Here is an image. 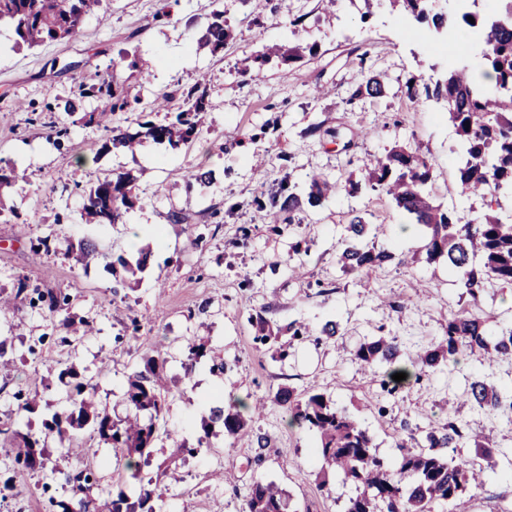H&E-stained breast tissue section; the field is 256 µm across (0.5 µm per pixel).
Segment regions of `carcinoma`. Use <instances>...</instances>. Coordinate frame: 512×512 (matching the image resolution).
<instances>
[{"label": "carcinoma", "instance_id": "carcinoma-1", "mask_svg": "<svg viewBox=\"0 0 512 512\" xmlns=\"http://www.w3.org/2000/svg\"><path fill=\"white\" fill-rule=\"evenodd\" d=\"M100 2L0 0V29L12 32L13 47L18 49L73 38L80 33L84 17L93 13ZM386 2L392 8L399 7L411 14L416 22L432 25L437 31L455 25L473 33L485 70L494 77L492 91L477 84L466 66L450 70L442 78L420 81L412 77L405 83V93L410 99L423 96L446 102L465 158L464 167L460 169L462 190L486 201L488 212L464 221L455 211L435 204L429 189L430 165L403 147H394L382 156L370 155L362 164L370 189L387 196L413 223L431 230L424 245L428 258L446 259L448 272L459 277L464 294L477 305L488 288H512V218L503 219L491 212L493 204L497 203L498 191L503 188L512 190V0H497L499 8L492 15L471 11L464 5L456 13L447 14L435 9L436 0ZM471 18L474 19L472 23L469 22ZM232 35V29L224 22V12L213 10L197 43L215 55L224 50ZM306 51L314 53L315 46L276 45L246 56L240 63L243 72L258 74L260 66L274 56L289 64L301 59ZM385 88L386 77L373 74L354 91V95L364 93L380 97ZM79 97L104 99L111 112L122 111L128 105L127 98L111 81L94 75L80 85ZM209 108L207 79L202 75L188 88L167 91L155 98L151 111L166 113V122L142 121L135 133L120 129L110 143L113 148L126 151L134 150L143 137L173 149L188 145L198 139L200 114ZM337 190L336 182L315 176L303 197L290 192L281 200L274 195L271 197L272 211L268 213L269 223H280L282 214L286 213V220L291 224L295 213L319 207ZM85 198L82 213L85 223L117 224L134 205L132 179L126 174L99 178ZM346 232L337 254V262L343 271L367 275L395 258L391 249L375 244L372 225L361 214L350 215ZM67 255L85 267L93 261L107 259L91 240L80 241L76 248L68 245ZM147 259L148 252L141 250L127 258L119 256L117 262L135 276L138 285L142 282L140 274L147 270ZM37 300L47 301L48 310L58 316L60 326L67 329L68 335L61 337L62 343L92 332L89 321H76L68 312L67 298L40 294ZM252 326L254 341L268 344L272 339L268 322L259 316ZM397 349L395 339L380 336L361 344L354 356L365 369L390 364L384 385L393 392L401 386L392 379L393 374L401 372L395 365ZM463 350L479 353L489 361L512 357V329L493 339L480 317L465 309L452 311L448 314L443 340L414 358L411 362L414 371L409 373V378L420 380L421 370L455 360ZM164 363L161 356H152L146 360L144 369L129 378L123 394L126 412L122 416H115L96 404V385L92 378L74 367L62 369L59 379L65 385L67 405L44 414L41 431H34L28 422L14 428H0V436H4V441L10 445L11 459L18 466L16 471L7 469L0 474V494L15 489L17 472L45 468L44 448L47 447L46 439L51 436L57 438L69 459L95 457L93 448L83 443L80 437L87 431L90 437L112 448L115 457L130 471L132 482H121L112 487L108 512H156L166 486L158 478L143 480L141 471L160 437L159 422L169 394ZM467 398L476 408L489 414L505 406L512 407V400L504 402V396L480 376L470 382ZM275 399L287 409L293 422L316 434L315 455L322 470L340 474L357 485L358 493L349 499L346 512H431L434 503H445L452 512H461L463 498L481 486L482 461L491 458L496 448L490 437L472 435L466 423L450 413L446 424L426 433L425 445H420L414 437L409 444L399 443L398 447L402 448L400 457L390 465L375 454L365 430L336 407L326 393L315 391L302 395L281 387L276 391ZM240 406L238 400L232 399L226 404L221 397H214L209 422L203 427L198 446L208 443L210 429L216 423L222 424L226 436L241 434L249 421L263 410L264 403L255 400L247 415ZM467 442L474 445V455L468 458L457 461L440 452L442 448L454 449ZM64 477L72 495L56 502L60 512H89L96 486L92 468L69 470ZM290 507L291 497L285 489L272 481L257 480L250 487L243 512H290Z\"/></svg>", "mask_w": 512, "mask_h": 512}]
</instances>
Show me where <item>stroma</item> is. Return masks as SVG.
Here are the masks:
<instances>
[{"label": "stroma", "mask_w": 512, "mask_h": 512, "mask_svg": "<svg viewBox=\"0 0 512 512\" xmlns=\"http://www.w3.org/2000/svg\"><path fill=\"white\" fill-rule=\"evenodd\" d=\"M215 8L223 10L234 38L214 56L196 41ZM364 10L363 0H336L331 17L322 0H267L261 10L253 0H102L74 39L16 50L12 33L0 32V167L28 174L0 191V287L11 292L25 281L31 290L68 297L70 313L97 329L61 343L57 318L45 305L32 304L31 290L0 312V340L14 358L0 370V427L26 419L40 425V413L18 411L14 396L35 392L42 402L56 403L63 390L58 372L69 365L95 377L100 405L124 414L128 375L158 352L171 380L164 421L173 437L158 442L153 461L175 473L166 482L161 512H242L259 479L288 491L298 512H345L355 486L333 475L327 487H319L316 437L291 426L274 400L281 387L327 393L389 461L399 456L400 440L423 438L456 414L498 446L468 512H512V410L489 417L465 401L476 375L512 389V358L488 367L479 354L467 353L391 393L382 373L364 372L353 356L360 344L385 335L396 337L399 359L407 361L410 353L440 340L449 310L468 306L446 261H428L424 227L401 234L407 217L386 197L361 187L360 159L397 145L418 151L432 167L435 203L466 219L483 210L462 191L464 158L445 103L412 101L404 93L413 75L443 73L456 63L481 70L477 43L459 46L384 7L365 20ZM297 41L315 46V53L289 65L270 61L256 77L236 67L239 58L264 45ZM360 46L368 51L366 59L358 57ZM140 57L153 60L151 73L135 67ZM91 72L113 78L130 106L83 126L56 105L75 98L79 112H104L102 100L78 96ZM202 72L209 76L212 107L199 142L173 150L147 141L133 154L105 150L113 128L163 122V113L149 110L153 99L192 85ZM377 72L388 76L384 94L354 97L357 86ZM316 123L320 133L306 136ZM63 126L64 136L58 133ZM364 128L371 136L361 137ZM257 153L263 157L259 167L252 160ZM197 167L209 171L206 185L186 181V171ZM122 172L134 176L137 197L122 223H83L90 184ZM316 173L341 183V190L300 213L298 223L271 232L255 197L283 186L307 191ZM354 210L373 224L378 243L399 253L368 279L344 273L336 263ZM174 211L185 217L191 234L171 223ZM243 226L251 230L245 242ZM81 237L108 246L115 256L149 250L142 283L130 287L122 269L102 261L75 264L65 249L68 240ZM297 263L305 267L298 279L289 272ZM158 276L164 287H155ZM258 313L279 331L286 358L275 360L268 348H256L249 318ZM329 320L338 323V335L316 340ZM294 321L308 324L310 336L284 335L283 327ZM200 338L210 356L184 377L185 346ZM215 359L227 363L224 374L211 372ZM218 393L247 404L260 398L266 408L247 432L220 434L198 447L201 421ZM260 436L262 448L256 444ZM178 441L197 447V454L175 457ZM47 455L43 471L0 499V512H54L53 501L69 497L61 473L70 462L54 442ZM97 457L91 512H105L113 484L126 472L112 449L99 448ZM218 470L231 474V481H214Z\"/></svg>", "instance_id": "35a3bbf8"}]
</instances>
